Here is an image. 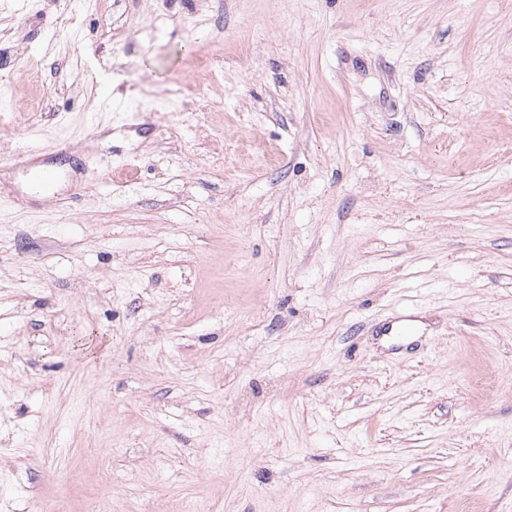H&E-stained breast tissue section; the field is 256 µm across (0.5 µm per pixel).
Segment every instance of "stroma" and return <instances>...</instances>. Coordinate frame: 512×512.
Instances as JSON below:
<instances>
[{
	"mask_svg": "<svg viewBox=\"0 0 512 512\" xmlns=\"http://www.w3.org/2000/svg\"><path fill=\"white\" fill-rule=\"evenodd\" d=\"M3 496L512 512V0H0Z\"/></svg>",
	"mask_w": 512,
	"mask_h": 512,
	"instance_id": "obj_1",
	"label": "stroma"
}]
</instances>
